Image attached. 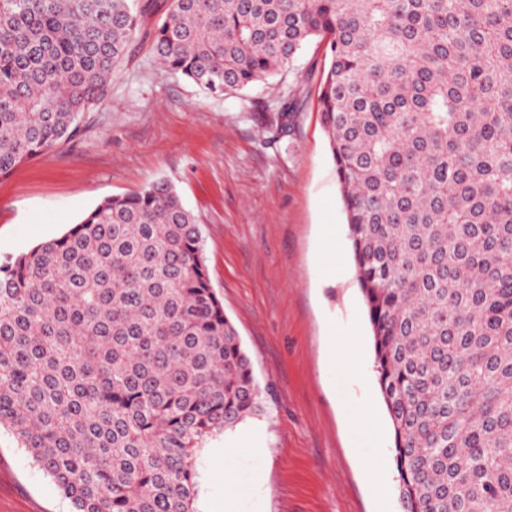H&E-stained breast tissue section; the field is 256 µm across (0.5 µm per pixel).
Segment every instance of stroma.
I'll return each mask as SVG.
<instances>
[{
    "mask_svg": "<svg viewBox=\"0 0 512 512\" xmlns=\"http://www.w3.org/2000/svg\"><path fill=\"white\" fill-rule=\"evenodd\" d=\"M140 32L107 96L72 140L0 177V260L62 236L102 199L165 181L202 230L210 283L235 325L263 408L197 454V512H403L397 472L385 487L365 465L391 456L374 348L346 216L317 100L324 46L308 43L277 77L223 95L159 69L149 32L167 0H138ZM293 110L275 121L282 101ZM360 339L365 372L334 364ZM376 408L380 425L359 421ZM253 435L262 459L238 450ZM58 487L0 431V512H71Z\"/></svg>",
    "mask_w": 512,
    "mask_h": 512,
    "instance_id": "obj_1",
    "label": "stroma"
}]
</instances>
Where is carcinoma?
I'll use <instances>...</instances> for the list:
<instances>
[{
  "label": "carcinoma",
  "instance_id": "cac0c4a2",
  "mask_svg": "<svg viewBox=\"0 0 512 512\" xmlns=\"http://www.w3.org/2000/svg\"><path fill=\"white\" fill-rule=\"evenodd\" d=\"M161 67L207 94L313 38L404 512H512V0H169ZM135 0H0V177L71 139ZM261 411L165 181L0 263V429L73 512H194L196 454Z\"/></svg>",
  "mask_w": 512,
  "mask_h": 512
}]
</instances>
